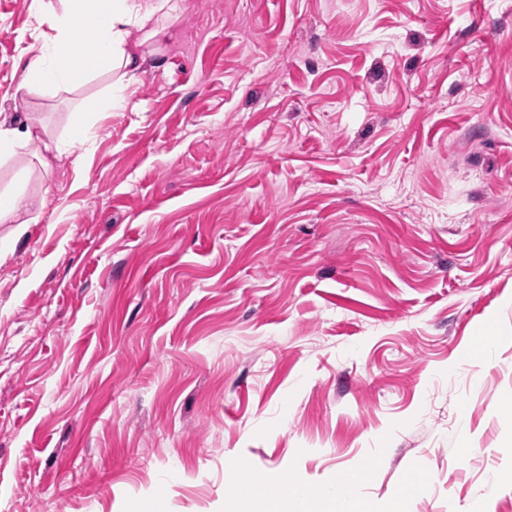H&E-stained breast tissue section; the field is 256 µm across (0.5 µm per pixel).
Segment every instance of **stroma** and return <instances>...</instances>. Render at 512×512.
<instances>
[{
  "mask_svg": "<svg viewBox=\"0 0 512 512\" xmlns=\"http://www.w3.org/2000/svg\"><path fill=\"white\" fill-rule=\"evenodd\" d=\"M30 5L0 113L89 140L0 164V512H512V0H181L111 109L17 98ZM371 470H337L334 478L319 487L309 488L297 482L283 485L285 496L304 504V512H369L376 511L361 495V489L370 479ZM349 485L344 494L339 492L343 485ZM245 507L241 511L245 512H280L281 499L269 496L264 486L261 484L253 487L250 496L244 499Z\"/></svg>",
  "mask_w": 512,
  "mask_h": 512,
  "instance_id": "stroma-1",
  "label": "stroma"
}]
</instances>
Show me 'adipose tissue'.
<instances>
[{"label":"adipose tissue","instance_id":"ef3b65f1","mask_svg":"<svg viewBox=\"0 0 512 512\" xmlns=\"http://www.w3.org/2000/svg\"><path fill=\"white\" fill-rule=\"evenodd\" d=\"M178 0H34L31 27L41 41L18 87L22 96H39L106 71L112 76L108 95L123 91L142 68V44L165 34V24L178 12ZM43 140L33 121L13 124L0 120V160L30 155L42 158ZM370 469L337 471L319 487L289 482L286 497L303 503L304 512H370L361 489ZM284 496V497H285Z\"/></svg>","mask_w":512,"mask_h":512}]
</instances>
